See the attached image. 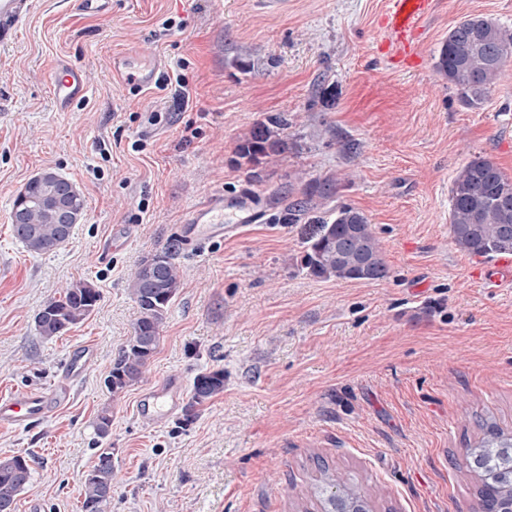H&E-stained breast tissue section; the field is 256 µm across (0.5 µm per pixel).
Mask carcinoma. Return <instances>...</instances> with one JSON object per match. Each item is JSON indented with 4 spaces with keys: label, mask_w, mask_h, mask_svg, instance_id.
Instances as JSON below:
<instances>
[{
    "label": "carcinoma",
    "mask_w": 512,
    "mask_h": 512,
    "mask_svg": "<svg viewBox=\"0 0 512 512\" xmlns=\"http://www.w3.org/2000/svg\"><path fill=\"white\" fill-rule=\"evenodd\" d=\"M511 55L512 32L486 17L475 16L450 29L436 67L460 89L463 102L477 108ZM287 126L288 119L281 115L256 123L238 144L239 157L247 164H257L284 152L287 142L280 131ZM60 191L56 178L35 183L32 195L36 201L23 206L19 221L12 222L14 234L33 254L54 251L72 235L74 225L62 224L57 218L55 205ZM450 194L449 232L461 250L485 258L512 254V178L492 161L477 158L457 173ZM177 249L178 245L172 243L157 253L161 259L158 267L143 257L130 274L128 288L139 309L133 331L144 339L128 343L115 359L105 381L113 393L140 381L148 369L165 313L181 286L175 262ZM303 268L316 278L336 281H379L389 276L372 225L362 213L345 205L321 224L306 250ZM99 299V292L86 283L66 286L38 312L35 321L40 336L51 340L62 335L86 319ZM223 389L224 371L197 376L192 400L185 409L186 420H191L197 406ZM111 427L110 410H101L95 422L97 436L107 438ZM482 430L484 438L474 452L492 456L495 449L512 446V435L496 422H484ZM30 461L27 455L0 459V512H12L16 497L29 485ZM114 478L112 449L102 448L90 475L82 480L79 512H106Z\"/></svg>",
    "instance_id": "obj_1"
}]
</instances>
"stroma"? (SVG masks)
<instances>
[{
	"label": "stroma",
	"mask_w": 512,
	"mask_h": 512,
	"mask_svg": "<svg viewBox=\"0 0 512 512\" xmlns=\"http://www.w3.org/2000/svg\"><path fill=\"white\" fill-rule=\"evenodd\" d=\"M389 0H112L105 18L77 0H33L0 48V395L55 387L72 353L95 357L69 399L24 427L0 426V459L33 456L14 512H79L100 449L117 480L108 512H319L323 459L337 486L375 512H480L464 454L480 419L512 433V284L485 287L489 259L448 229L450 187L482 157L512 176V57L478 108L435 67L449 30L474 15L512 30V0H436L415 60L398 62L383 26ZM159 58L180 85L133 92L113 53ZM80 66L85 97L56 111L49 75ZM283 115L286 153L251 165L236 147ZM86 208L71 239L34 255L11 214L45 170ZM329 199L304 202L309 179ZM252 192L269 214L238 235L181 249V286L144 379L105 380L133 334L129 275L182 238L207 196ZM302 203L293 221L283 207ZM347 205L372 224L390 270L377 282L310 276L303 256L320 220ZM135 227L110 248L112 229ZM100 294L93 313L46 341L41 307L69 284ZM224 373L192 420L152 423L142 396L178 378ZM112 411L106 439L95 431Z\"/></svg>",
	"instance_id": "obj_1"
}]
</instances>
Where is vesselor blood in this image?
Returning a JSON list of instances; mask_svg holds the SVG:
<instances>
[{
  "label": "vessel or blood",
  "instance_id": "1",
  "mask_svg": "<svg viewBox=\"0 0 512 512\" xmlns=\"http://www.w3.org/2000/svg\"><path fill=\"white\" fill-rule=\"evenodd\" d=\"M435 0H390L385 18L397 54L415 56L420 45L422 23L434 11ZM31 11L30 0H0V47L13 44L23 21ZM113 75L127 87L142 90L154 86L162 76V61H150L130 55L113 54ZM52 98L57 111H70L84 94L86 80L83 70L71 63L58 64L51 79ZM266 213L248 192L232 196L214 194L196 206L186 221V241L193 248H201L209 241L236 232L250 224L265 222ZM91 349L74 351L65 380L51 393L22 392L0 399V425L21 426L49 415L65 401L70 393V382L81 375ZM182 387L170 379L157 385L151 392L150 415L159 421L178 406Z\"/></svg>",
  "mask_w": 512,
  "mask_h": 512
}]
</instances>
